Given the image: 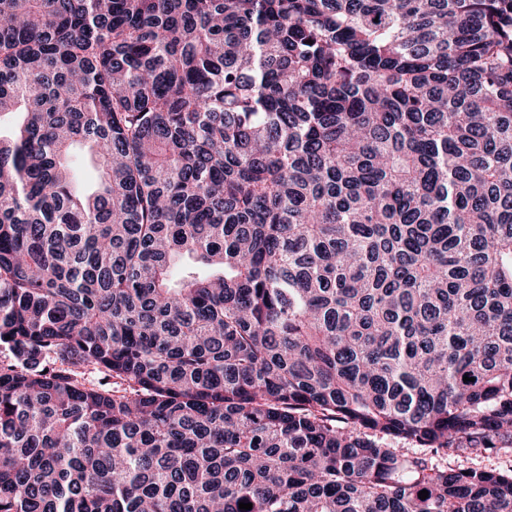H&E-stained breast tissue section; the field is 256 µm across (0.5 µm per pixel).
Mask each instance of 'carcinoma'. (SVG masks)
I'll list each match as a JSON object with an SVG mask.
<instances>
[{
	"label": "carcinoma",
	"instance_id": "cac0c4a2",
	"mask_svg": "<svg viewBox=\"0 0 512 512\" xmlns=\"http://www.w3.org/2000/svg\"><path fill=\"white\" fill-rule=\"evenodd\" d=\"M3 115L0 512H512V0H0ZM441 464L453 469H512V448L478 453H456L448 451V456L439 458Z\"/></svg>",
	"mask_w": 512,
	"mask_h": 512
}]
</instances>
